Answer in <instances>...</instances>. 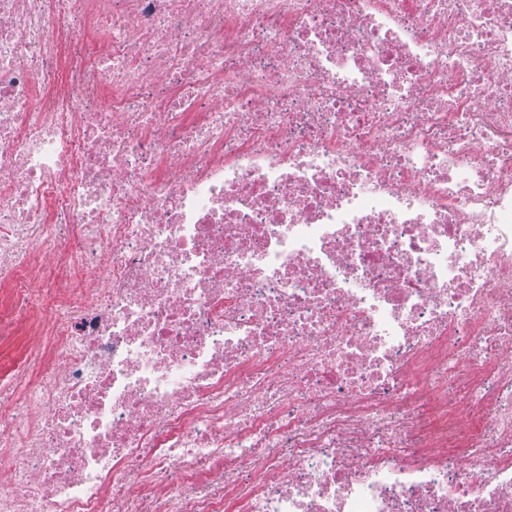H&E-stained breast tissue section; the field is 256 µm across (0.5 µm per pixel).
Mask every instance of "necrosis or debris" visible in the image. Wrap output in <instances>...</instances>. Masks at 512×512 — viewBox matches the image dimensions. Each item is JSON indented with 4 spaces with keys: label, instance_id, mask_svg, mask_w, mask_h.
Returning a JSON list of instances; mask_svg holds the SVG:
<instances>
[{
    "label": "necrosis or debris",
    "instance_id": "obj_1",
    "mask_svg": "<svg viewBox=\"0 0 512 512\" xmlns=\"http://www.w3.org/2000/svg\"><path fill=\"white\" fill-rule=\"evenodd\" d=\"M0 512H512V0H0Z\"/></svg>",
    "mask_w": 512,
    "mask_h": 512
}]
</instances>
